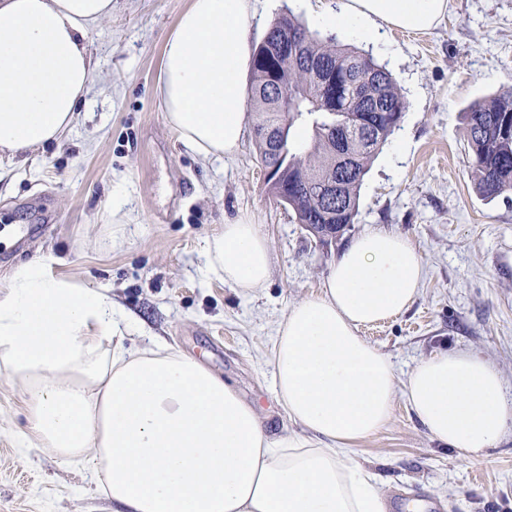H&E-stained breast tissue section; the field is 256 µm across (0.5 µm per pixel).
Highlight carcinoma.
I'll use <instances>...</instances> for the list:
<instances>
[{"instance_id": "cac0c4a2", "label": "carcinoma", "mask_w": 512, "mask_h": 512, "mask_svg": "<svg viewBox=\"0 0 512 512\" xmlns=\"http://www.w3.org/2000/svg\"><path fill=\"white\" fill-rule=\"evenodd\" d=\"M272 56L258 46L253 64L251 111L256 124L284 127L301 157L285 164L275 148L255 139L264 166L288 167L284 185L297 222L313 216L344 234L358 212L359 191L369 167L400 121L380 116L403 112L402 96L391 76L373 59L332 37L310 31L293 15L268 31ZM361 127V132L353 128ZM471 149L470 175L486 199L512 195V88L474 103L466 112ZM336 180L339 194L328 198L322 186Z\"/></svg>"}]
</instances>
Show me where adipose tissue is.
Instances as JSON below:
<instances>
[{
  "label": "adipose tissue",
  "mask_w": 512,
  "mask_h": 512,
  "mask_svg": "<svg viewBox=\"0 0 512 512\" xmlns=\"http://www.w3.org/2000/svg\"><path fill=\"white\" fill-rule=\"evenodd\" d=\"M449 0H337L318 25L374 37L427 32ZM252 0H189L162 48L157 87L181 144L232 158L243 140L252 68ZM112 0H0V156L59 140L85 102L89 31ZM206 271L250 293L271 252L242 218L207 243ZM47 255L19 264L0 289V370L21 385L24 448L88 460L126 512H387L356 445L383 428L397 395L429 437L481 457L512 428L498 370L465 351L439 352L399 379L362 328L400 314L427 269L406 238L353 239L319 292L289 307L271 340L272 388L294 433L271 438L255 406L193 356L138 331L107 289L55 276Z\"/></svg>",
  "instance_id": "1"
}]
</instances>
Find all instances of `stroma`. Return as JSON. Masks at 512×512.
<instances>
[{"instance_id": "stroma-1", "label": "stroma", "mask_w": 512, "mask_h": 512, "mask_svg": "<svg viewBox=\"0 0 512 512\" xmlns=\"http://www.w3.org/2000/svg\"><path fill=\"white\" fill-rule=\"evenodd\" d=\"M189 0H112L92 30L87 103L61 141L26 159H0V288L20 263L53 252L54 274L111 289L141 326L135 350L154 340L196 357L255 404L271 437L288 419L266 363L288 307L318 292L330 267L362 232L398 233L418 249L427 277L406 311L364 328L399 377L441 351H467L500 372L512 402V200H487L471 181L464 115L512 88V0H450L427 33L379 40L337 33L393 76L405 114L366 174L353 224L323 243L266 192L253 130L232 159L201 160L169 126L156 84L162 46ZM336 0H258L253 40L286 12L310 21ZM129 198L112 220V187ZM250 219L272 255L264 288L245 294L207 276L206 243ZM43 230L19 244L15 227ZM28 426L20 385L0 373V512H112L81 459L22 448ZM398 512H512V429L478 460L431 440L404 396L391 422L358 445Z\"/></svg>"}]
</instances>
